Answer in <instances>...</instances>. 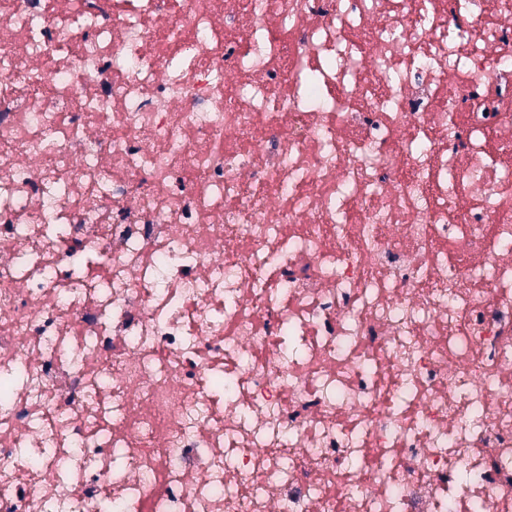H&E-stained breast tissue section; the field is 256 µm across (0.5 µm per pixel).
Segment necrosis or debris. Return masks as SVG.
<instances>
[{"label": "necrosis or debris", "mask_w": 512, "mask_h": 512, "mask_svg": "<svg viewBox=\"0 0 512 512\" xmlns=\"http://www.w3.org/2000/svg\"><path fill=\"white\" fill-rule=\"evenodd\" d=\"M4 380L0 512H512V0H0Z\"/></svg>", "instance_id": "necrosis-or-debris-1"}]
</instances>
